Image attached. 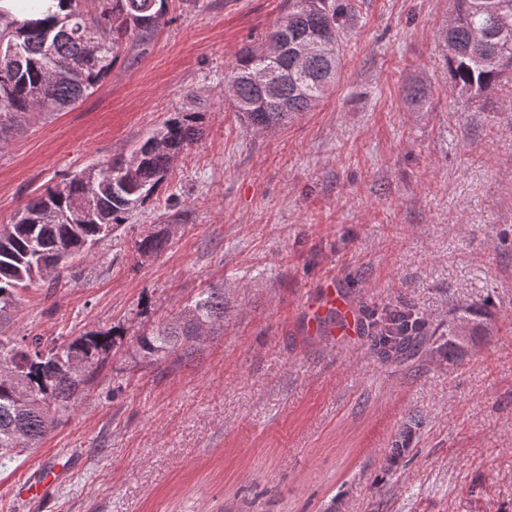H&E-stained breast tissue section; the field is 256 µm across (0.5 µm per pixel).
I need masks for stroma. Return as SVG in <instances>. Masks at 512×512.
<instances>
[{
  "label": "stroma",
  "instance_id": "obj_1",
  "mask_svg": "<svg viewBox=\"0 0 512 512\" xmlns=\"http://www.w3.org/2000/svg\"><path fill=\"white\" fill-rule=\"evenodd\" d=\"M344 2L335 89L279 131L248 132L225 85L288 0H168L91 94L9 133L0 224L175 113L202 129L116 237L22 292L15 336L122 338L41 447L0 465V512H512V80L454 89L453 0ZM173 214L163 253L138 252ZM332 280L360 330L328 343L307 303ZM217 282L223 335L139 356ZM400 303L443 328L486 303L493 333L454 363L384 364L366 326ZM48 466L64 479L24 494Z\"/></svg>",
  "mask_w": 512,
  "mask_h": 512
}]
</instances>
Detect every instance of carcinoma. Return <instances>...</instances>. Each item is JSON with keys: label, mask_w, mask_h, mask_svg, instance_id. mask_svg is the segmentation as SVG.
<instances>
[{"label": "carcinoma", "mask_w": 512, "mask_h": 512, "mask_svg": "<svg viewBox=\"0 0 512 512\" xmlns=\"http://www.w3.org/2000/svg\"><path fill=\"white\" fill-rule=\"evenodd\" d=\"M67 12L39 19L11 18L0 11V146L3 137L31 114L57 112L90 93L112 74L125 51L147 42L166 23L167 0H99L95 13L80 0H66ZM292 0L288 12L244 49L227 91L241 120L255 133L281 129L315 108L342 69L340 53L298 58L290 51L268 56L282 41L298 45L320 38L340 48L345 12L338 0ZM444 31V51L455 87L476 96L512 78V0H453ZM270 68L282 79L270 97L250 74ZM200 130L176 116L127 155L89 166L29 199L13 223L0 224V460L20 456L58 427L83 385L103 363L119 336L114 330L66 343L40 336L5 335L19 293L37 280H55L68 263L86 257L112 237L168 180L174 161ZM168 228L136 241L142 254L162 253ZM228 315L224 286L205 288L179 313L137 338V351L152 362L173 353L192 358L196 337L219 336ZM474 308L448 322V340H432L428 323L401 305L371 323L373 347L384 363L422 354L453 361L464 347L460 329L474 335Z\"/></svg>", "instance_id": "1"}]
</instances>
